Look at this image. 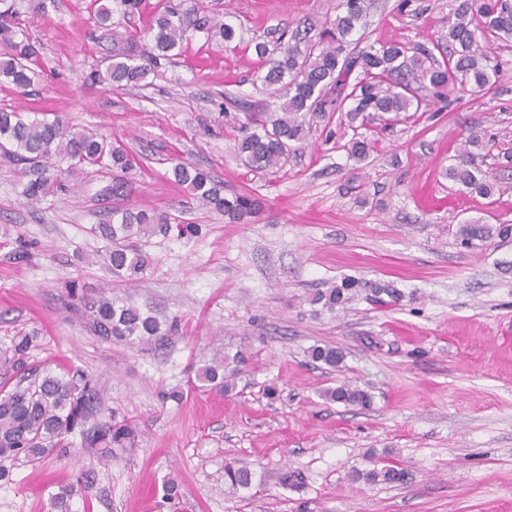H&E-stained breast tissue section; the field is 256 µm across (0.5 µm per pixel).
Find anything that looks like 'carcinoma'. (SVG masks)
<instances>
[{
    "label": "carcinoma",
    "mask_w": 512,
    "mask_h": 512,
    "mask_svg": "<svg viewBox=\"0 0 512 512\" xmlns=\"http://www.w3.org/2000/svg\"><path fill=\"white\" fill-rule=\"evenodd\" d=\"M141 0H93L90 20L112 36L114 15L124 18L135 14ZM196 3H164L152 16L151 44L142 53L131 47L118 50L105 71L93 69L87 79L116 90L142 87L149 73L174 58V50L195 32L207 40L219 38L231 43L236 28L223 21L199 16ZM366 0H338L336 17L316 38L306 30L283 29L277 45L254 44V53L264 70L262 85L270 102L259 107L241 106L237 117L242 137L237 152L255 170L282 167L288 156L306 144L314 119L325 116L327 108L340 113L352 131L349 157L364 161L372 150L364 132L387 129L410 112L419 102V92L453 87L460 92L490 89L499 66L489 51L490 43L512 42V0H459L448 16V33L439 37L434 48L436 58L424 44L385 43L371 45L358 53L350 46L365 36ZM15 0H0V80L20 89L34 83L32 62L37 46L21 29ZM485 145L477 138L467 140V148L457 164L448 167L445 176L471 193L489 197L494 184L483 169ZM0 152L23 165L22 196L30 203L69 190L67 176L85 167H93L106 179L98 196L119 198L127 193V174L137 166L136 157L120 142L96 129L73 127L59 120L28 119L20 112L0 110ZM170 180L182 188L198 206L224 216L231 223H242L263 209L264 202L252 193L224 195L223 186L208 172L185 162L171 167ZM172 217L166 211L114 207L95 225L94 233L110 243L105 264L113 276L132 283L150 265V256L140 242L167 233ZM512 224H462L460 243L507 239ZM365 293L372 301L391 305L402 297L400 291L370 280L346 278L328 288H318L307 301L331 313L345 308L355 296ZM83 317L88 330L106 341L127 344L157 342L175 323L163 325L149 310L101 293L83 301ZM33 337L21 336L10 349L0 353V365L20 372L12 386L0 385V481H8L12 462L35 459L53 452L67 455L69 435L80 434L81 453L107 465L135 445L137 431L127 420L111 421L100 428L86 427L96 404L97 383L83 372L57 374L44 366L27 362ZM314 362L337 369L344 361L342 350L330 345H315L308 351ZM248 362L243 352L233 357H216L202 367L197 378L225 392ZM338 404L367 407L371 395L357 385L342 381L323 392ZM256 472L247 463L229 462L224 466V482L236 493L248 489ZM408 471L397 465H379L372 459L368 467L352 472L351 480L367 485L402 484ZM92 482L77 479V484L53 497V508L67 512L72 495L86 492Z\"/></svg>",
    "instance_id": "carcinoma-1"
}]
</instances>
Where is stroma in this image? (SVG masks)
Listing matches in <instances>:
<instances>
[{
  "instance_id": "1",
  "label": "stroma",
  "mask_w": 512,
  "mask_h": 512,
  "mask_svg": "<svg viewBox=\"0 0 512 512\" xmlns=\"http://www.w3.org/2000/svg\"><path fill=\"white\" fill-rule=\"evenodd\" d=\"M230 18L245 42L275 41L282 29L322 30L338 0H201ZM159 0L104 38L90 0H16L39 49V85L0 86V108L61 118L123 141L140 167L123 202L184 214L195 235L152 238L151 264L132 284L112 276L106 243L90 227L111 201L97 180L39 205L20 194V167L0 156V349L36 336L29 361L97 382L102 410L128 419L137 443L107 466L77 455L20 459L0 482V512H53L51 497L94 470L89 498L72 512H512V238L461 247L463 221L512 223V43L492 47L500 77L490 92L449 93L379 133L376 150L350 160L338 118L314 127L309 145L279 169L255 171L237 154L240 135L225 96L265 100L253 51L195 34L139 90L87 81L106 68L114 40L150 42ZM454 0H369L366 44H431L448 29ZM487 145L493 197L445 178L469 136ZM181 159L210 171L225 194L250 192L265 207L249 223L184 211L168 175ZM346 277L390 282L403 300L380 306L358 295L348 309L314 312L306 298ZM151 307L177 327L152 346L106 342L87 330L80 297L101 291ZM341 349L337 372L307 350ZM250 358L227 394L200 386L214 357ZM348 379L373 396L345 407L321 392ZM277 387V399L266 395ZM392 454L406 483L352 482L369 455ZM257 477L235 493L224 465ZM300 488L283 487L285 471ZM176 503L163 497L168 479Z\"/></svg>"
}]
</instances>
